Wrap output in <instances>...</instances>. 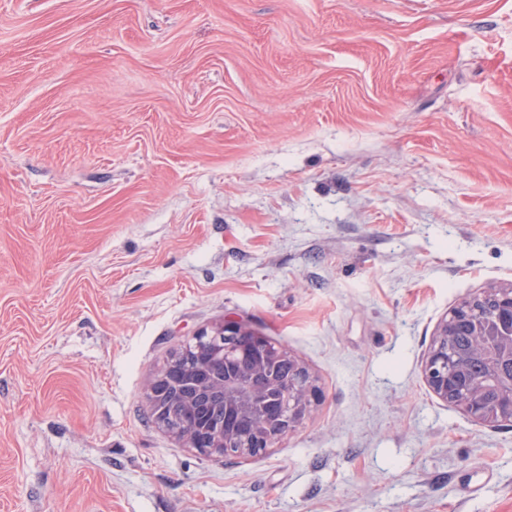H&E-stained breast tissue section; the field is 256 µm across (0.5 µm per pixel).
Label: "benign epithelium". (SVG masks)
<instances>
[{
    "label": "benign epithelium",
    "instance_id": "1",
    "mask_svg": "<svg viewBox=\"0 0 512 512\" xmlns=\"http://www.w3.org/2000/svg\"><path fill=\"white\" fill-rule=\"evenodd\" d=\"M464 320L473 325L476 349L493 354V388L471 384L450 347L455 325ZM191 343L168 357L146 395L155 424L184 447L203 457L265 452L311 411L317 389L309 372L295 360L282 375L285 352L258 332L224 321L197 332ZM424 374L437 397H453L472 420H512V284L486 288L456 305L437 328ZM201 395L221 400L237 415L204 421L194 401Z\"/></svg>",
    "mask_w": 512,
    "mask_h": 512
}]
</instances>
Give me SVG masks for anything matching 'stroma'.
<instances>
[{
  "label": "stroma",
  "mask_w": 512,
  "mask_h": 512,
  "mask_svg": "<svg viewBox=\"0 0 512 512\" xmlns=\"http://www.w3.org/2000/svg\"><path fill=\"white\" fill-rule=\"evenodd\" d=\"M512 283V0H0V512H512L429 388ZM315 379L263 455L157 428L200 329Z\"/></svg>",
  "instance_id": "1"
}]
</instances>
